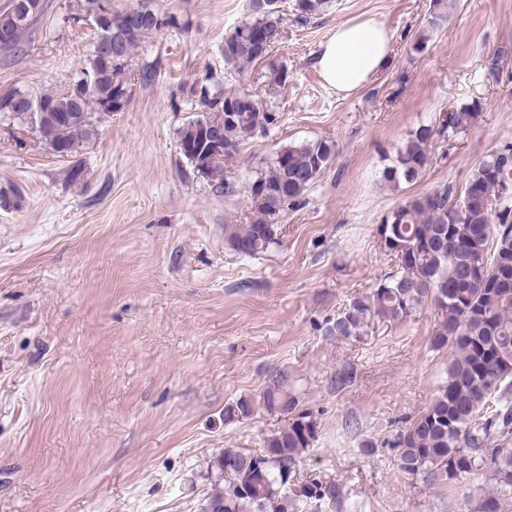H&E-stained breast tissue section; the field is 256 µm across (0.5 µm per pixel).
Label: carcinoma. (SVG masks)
Here are the masks:
<instances>
[{
  "label": "carcinoma",
  "mask_w": 512,
  "mask_h": 512,
  "mask_svg": "<svg viewBox=\"0 0 512 512\" xmlns=\"http://www.w3.org/2000/svg\"><path fill=\"white\" fill-rule=\"evenodd\" d=\"M112 0H84L83 13L64 18L78 24L95 21ZM326 0H292L297 18L323 11ZM139 5L162 27L180 26L174 16L155 10L149 0ZM251 16L224 38V66L240 77L260 61L268 62L270 83H286L288 72L271 60L281 40L284 6L280 0H250ZM41 0H9L0 11V33L9 41L0 49L25 51V38L42 13ZM125 11L97 29L96 42H112V59L90 49L85 62L63 88L33 97L22 91L0 95V115L30 128L58 155L63 147L96 135L94 115L122 112L129 102L133 52L158 31L149 22L127 23ZM188 94L200 108L178 132L179 146L192 145L184 155L194 174L216 192L233 193L224 178V159L241 144L267 130L275 117L260 109L253 95L222 92L195 82ZM473 103L438 123L421 125L396 149L381 178L412 184L431 160L433 141L449 138L473 116ZM221 133L224 156L212 160L203 131ZM336 156V144L317 140L280 148L267 168L250 175L244 189L251 204L245 224L224 225V243L241 257L254 258L279 244L277 218L300 204ZM512 146L496 151L476 168L461 192L442 185L414 194L389 210L377 229L381 240H392L395 269L385 274L370 297L350 300L327 329L330 336L356 339L369 317L401 323L425 304L434 308L430 345L451 348L447 380L432 405L405 426L395 442L396 465L428 488L446 486L482 470L492 473L496 490L483 496L474 512H502L512 494V451L494 443L496 435L512 434V288L486 282L507 277L504 261L512 262ZM288 419L263 438L258 453L226 448L210 466L214 489L201 512H295L297 502L320 508L338 500L336 487L319 483L294 488L303 454L313 447L318 421L299 409L298 397L274 376L258 397L243 396L224 406V424L251 418L258 409Z\"/></svg>",
  "instance_id": "1"
}]
</instances>
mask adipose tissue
Instances as JSON below:
<instances>
[{
	"mask_svg": "<svg viewBox=\"0 0 512 512\" xmlns=\"http://www.w3.org/2000/svg\"><path fill=\"white\" fill-rule=\"evenodd\" d=\"M391 52V35L372 16L337 26L323 43L317 67L324 82L337 92L360 89L384 65Z\"/></svg>",
	"mask_w": 512,
	"mask_h": 512,
	"instance_id": "obj_1",
	"label": "adipose tissue"
}]
</instances>
